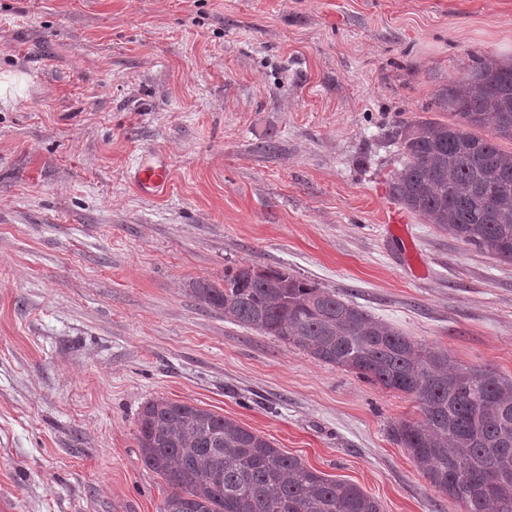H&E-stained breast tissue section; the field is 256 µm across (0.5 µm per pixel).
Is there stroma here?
Wrapping results in <instances>:
<instances>
[{"instance_id":"stroma-1","label":"stroma","mask_w":512,"mask_h":512,"mask_svg":"<svg viewBox=\"0 0 512 512\" xmlns=\"http://www.w3.org/2000/svg\"><path fill=\"white\" fill-rule=\"evenodd\" d=\"M481 55L512 62V0H0V512H158L137 419L161 397L382 512H461L390 438L413 398L191 284L283 271L511 378L512 264L384 221L396 127L442 119ZM168 180V168L163 163H146L135 174L140 190L154 194L162 190Z\"/></svg>"}]
</instances>
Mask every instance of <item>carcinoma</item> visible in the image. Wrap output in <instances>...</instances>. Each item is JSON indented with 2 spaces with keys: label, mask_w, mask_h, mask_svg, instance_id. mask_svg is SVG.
Listing matches in <instances>:
<instances>
[{
  "label": "carcinoma",
  "mask_w": 512,
  "mask_h": 512,
  "mask_svg": "<svg viewBox=\"0 0 512 512\" xmlns=\"http://www.w3.org/2000/svg\"><path fill=\"white\" fill-rule=\"evenodd\" d=\"M451 120L399 126L392 198L467 246L512 264V63L476 59L434 100ZM491 127L492 137L476 130ZM195 297L224 319L414 397L421 418L392 424L430 484L462 512H512V378L456 363L313 282L242 265ZM145 465L169 487L159 512H381L360 487L327 479L260 435L165 398L138 414Z\"/></svg>",
  "instance_id": "cac0c4a2"
}]
</instances>
